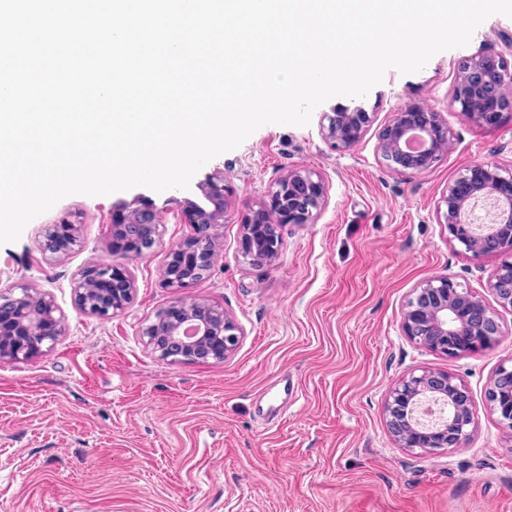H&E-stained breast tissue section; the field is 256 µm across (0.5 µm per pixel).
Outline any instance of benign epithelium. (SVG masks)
Listing matches in <instances>:
<instances>
[{
  "mask_svg": "<svg viewBox=\"0 0 512 512\" xmlns=\"http://www.w3.org/2000/svg\"><path fill=\"white\" fill-rule=\"evenodd\" d=\"M512 101V66L503 55L484 53L459 67L450 104L471 121L493 126ZM321 135L331 146L350 148L370 123L367 112L340 111L324 115ZM453 135L440 112L412 106L395 113L379 135V152L396 172H424L449 149ZM206 204L186 201L185 221L195 235L219 239L226 211L224 171L215 170L200 184ZM328 199L327 187L316 173L298 169L280 179L270 199L246 214L240 239L243 258L267 264L278 254L280 224H314ZM439 207L448 241L475 257L497 256L500 263L487 282L496 306H491L455 278H429L408 296L401 330L416 345L459 358L495 344L504 335L499 309L512 311V172L494 164L470 166L448 183ZM130 224H145L159 239L160 213L151 205L127 208L110 228V247L127 257H141L143 244L125 236ZM44 246L52 254L81 244L77 225L64 221L44 229ZM217 257L188 240L170 249L162 270L168 288H189L204 278ZM134 279L124 265L100 263L82 272L74 285L76 308L109 319L123 312L132 299ZM164 329L150 323L142 329L147 344L162 359L164 342L179 345L199 363L225 358L237 345L240 327L224 311L205 303L180 299L161 312ZM64 317L52 297L29 286L0 291V362L31 359L50 350L61 336ZM490 411L512 439V361L501 363L487 393ZM387 427L400 446L444 452L468 445L476 427L468 387L452 375L435 370L410 373L396 382L385 399Z\"/></svg>",
  "mask_w": 512,
  "mask_h": 512,
  "instance_id": "7a95c632",
  "label": "benign epithelium"
}]
</instances>
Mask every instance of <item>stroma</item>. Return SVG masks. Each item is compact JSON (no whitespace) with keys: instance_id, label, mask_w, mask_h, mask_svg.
Returning <instances> with one entry per match:
<instances>
[{"instance_id":"35a3bbf8","label":"stroma","mask_w":512,"mask_h":512,"mask_svg":"<svg viewBox=\"0 0 512 512\" xmlns=\"http://www.w3.org/2000/svg\"><path fill=\"white\" fill-rule=\"evenodd\" d=\"M512 18L486 19L463 47L423 70H388L363 98L337 96L308 125L266 124L216 156L186 189L138 186L73 194L0 245V289L53 295L65 330L43 356L0 363V512H512V441L487 406L490 379L512 360V312L492 347L451 358L401 331L408 295L451 275L479 296L497 257L474 258L448 241L438 203L471 165L512 170V111L486 127L450 103L460 63L506 53ZM441 112L454 141L421 173L390 170L378 135L408 106ZM361 110L372 122L348 149L321 135L324 114ZM220 169L229 188L218 256L198 284L165 287L170 248L193 233L182 202ZM294 169L320 175L327 205L314 224H283L275 260L240 253L241 220ZM149 202L161 238L125 265L130 304L110 319L80 313L73 284L112 261L113 212ZM70 218L80 248L43 250L44 227ZM224 310L242 329L220 362L163 360L141 334L179 297ZM445 371L469 388L476 429L465 449L436 455L398 446L384 414L389 388L412 371ZM289 373L286 412L263 414L260 391Z\"/></svg>"}]
</instances>
